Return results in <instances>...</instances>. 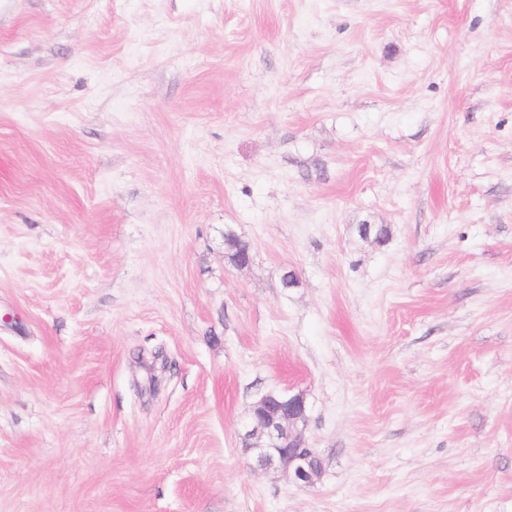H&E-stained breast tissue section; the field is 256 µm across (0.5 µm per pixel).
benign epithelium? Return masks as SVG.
Wrapping results in <instances>:
<instances>
[{
  "label": "benign epithelium",
  "mask_w": 512,
  "mask_h": 512,
  "mask_svg": "<svg viewBox=\"0 0 512 512\" xmlns=\"http://www.w3.org/2000/svg\"><path fill=\"white\" fill-rule=\"evenodd\" d=\"M307 421L304 394L263 395L252 406L244 424L246 437L263 440L258 446L255 466L260 469L278 466L293 483L314 484L322 474V461L304 439Z\"/></svg>",
  "instance_id": "obj_1"
}]
</instances>
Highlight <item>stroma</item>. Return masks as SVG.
<instances>
[{
  "label": "stroma",
  "instance_id": "stroma-1",
  "mask_svg": "<svg viewBox=\"0 0 512 512\" xmlns=\"http://www.w3.org/2000/svg\"><path fill=\"white\" fill-rule=\"evenodd\" d=\"M4 314L0 512H512V0H0ZM307 404L303 393L263 395L253 406L244 424L246 437L257 436L255 466L260 469L280 467L288 479L299 485H312L322 474L319 454L304 439Z\"/></svg>",
  "mask_w": 512,
  "mask_h": 512
}]
</instances>
